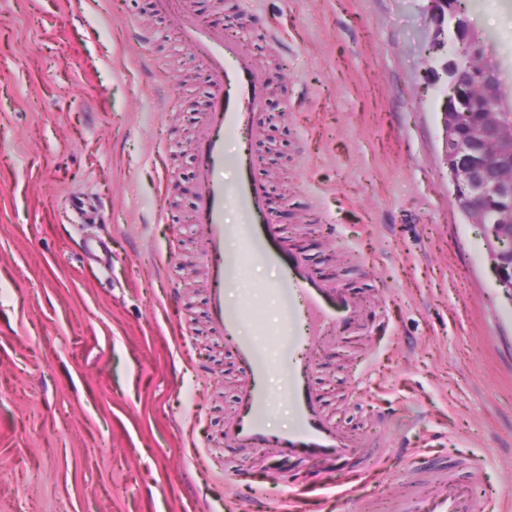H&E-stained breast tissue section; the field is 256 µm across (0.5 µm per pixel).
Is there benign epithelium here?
I'll return each mask as SVG.
<instances>
[{"label": "benign epithelium", "instance_id": "obj_1", "mask_svg": "<svg viewBox=\"0 0 512 512\" xmlns=\"http://www.w3.org/2000/svg\"><path fill=\"white\" fill-rule=\"evenodd\" d=\"M426 14L436 32L431 47L454 39L457 20L446 0H428ZM466 106V96L451 84L442 108L444 160L458 202L468 207V219L485 229L488 259L499 285L512 294V176L477 179L488 169L506 166L512 171V114L490 109L462 126L456 117ZM488 143L494 147L490 154L484 148Z\"/></svg>", "mask_w": 512, "mask_h": 512}]
</instances>
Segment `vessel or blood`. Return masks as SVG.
<instances>
[{"mask_svg": "<svg viewBox=\"0 0 512 512\" xmlns=\"http://www.w3.org/2000/svg\"><path fill=\"white\" fill-rule=\"evenodd\" d=\"M187 46L206 65L211 105L196 137L198 206L194 222L209 274L210 320L223 336L247 379L238 396V411L225 433L227 440L249 445L261 453H297L308 448L344 466L362 453L354 440L323 414L321 401L310 387L311 349L323 336L360 325L363 310L347 289L319 279L303 257L292 250L277 230L268 210L264 184L251 178L258 159L248 147L225 153L224 140L241 139L253 128L262 110L267 83L264 72L245 54L233 36L220 26L200 24L184 12L180 0H159ZM233 169L235 181L222 173ZM233 205L238 221H224V208ZM241 250L230 248V241ZM280 268L279 279L264 292L244 288L243 257ZM275 298L282 317L271 344L276 358H268L256 322L268 298ZM278 369L284 392L295 410L292 427H272V394L267 385L271 369ZM434 512H477L472 495L453 493L434 505Z\"/></svg>", "mask_w": 512, "mask_h": 512, "instance_id": "b4317fda", "label": "vessel or blood"}]
</instances>
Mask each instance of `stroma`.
Listing matches in <instances>:
<instances>
[{"mask_svg": "<svg viewBox=\"0 0 512 512\" xmlns=\"http://www.w3.org/2000/svg\"><path fill=\"white\" fill-rule=\"evenodd\" d=\"M268 85L254 171L279 231L351 290L312 383L373 451L337 471L225 440L244 373L193 221L204 64L159 0H0V512H430L481 463L512 499V300L455 199L427 0H181ZM512 110V0L463 14ZM92 193L111 220L69 224ZM165 222H158L157 213ZM296 480L273 488L272 474Z\"/></svg>", "mask_w": 512, "mask_h": 512, "instance_id": "obj_1", "label": "stroma"}]
</instances>
